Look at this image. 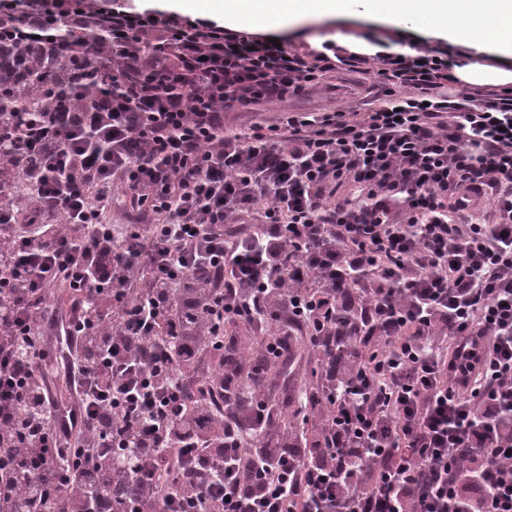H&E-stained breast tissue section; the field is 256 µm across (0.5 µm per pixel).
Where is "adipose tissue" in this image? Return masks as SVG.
I'll return each mask as SVG.
<instances>
[{
  "label": "adipose tissue",
  "mask_w": 512,
  "mask_h": 512,
  "mask_svg": "<svg viewBox=\"0 0 512 512\" xmlns=\"http://www.w3.org/2000/svg\"><path fill=\"white\" fill-rule=\"evenodd\" d=\"M186 13L208 12L225 24L250 29L265 24L329 19L359 5L370 14L382 13L405 21L419 15L434 21L435 37L467 39L471 56L458 62L453 75L461 85H512V69L485 63V56L512 57V0H168Z\"/></svg>",
  "instance_id": "ef3b65f1"
}]
</instances>
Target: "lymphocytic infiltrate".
Returning <instances> with one entry per match:
<instances>
[{
    "label": "lymphocytic infiltrate",
    "instance_id": "f902f5d3",
    "mask_svg": "<svg viewBox=\"0 0 512 512\" xmlns=\"http://www.w3.org/2000/svg\"><path fill=\"white\" fill-rule=\"evenodd\" d=\"M335 50L0 0V512H512V91ZM339 63L383 104L225 130ZM295 354L294 368H299L300 374L303 375L302 384L298 382V385L306 387L309 392L316 391L321 371L319 356L308 347L307 339L303 336H297L295 340Z\"/></svg>",
    "mask_w": 512,
    "mask_h": 512
}]
</instances>
